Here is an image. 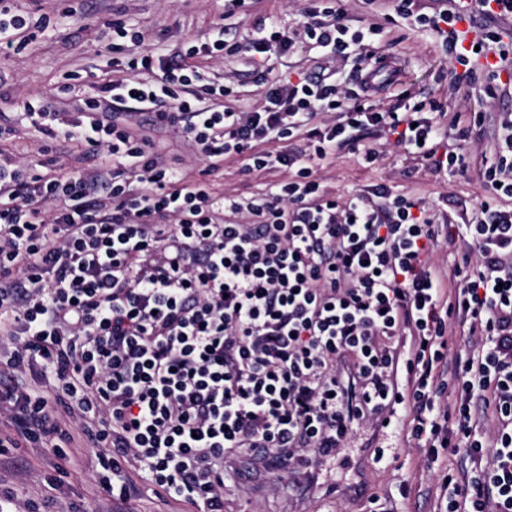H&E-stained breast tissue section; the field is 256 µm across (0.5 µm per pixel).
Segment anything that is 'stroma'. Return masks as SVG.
Here are the masks:
<instances>
[{
  "label": "stroma",
  "instance_id": "stroma-1",
  "mask_svg": "<svg viewBox=\"0 0 512 512\" xmlns=\"http://www.w3.org/2000/svg\"><path fill=\"white\" fill-rule=\"evenodd\" d=\"M18 5L22 10L57 18L56 25L48 27L30 50L0 59V113L16 129L7 148L25 160L43 159L44 142L23 113V99H54L67 71L79 68L90 75L98 74L107 52L103 32L114 11H122L127 23L143 31L146 46L167 55L187 49L219 24L231 27L243 41L262 18L289 32L300 29L305 21L304 0H247L244 7L235 10L229 9L227 0H18ZM345 8L352 28L382 24L375 41L376 52L388 56L399 70L395 77L382 75L372 90L371 98L377 106L389 108L404 93L433 99L444 111L465 115L512 109V88L491 101L485 100L482 89L472 86L449 90L448 73L453 61L433 32L401 20L385 22L386 8L379 0H347ZM209 66L218 80L233 89L239 106L249 109L260 102L264 88L256 81L258 65L249 53L226 55L211 60ZM495 135L493 123L482 126L471 145L469 167L462 172L434 175L426 161L384 147L378 140L374 146L383 152L379 163L369 166L357 155L346 154L325 164L318 175L330 197L344 200L370 186L384 184L421 198L439 222L462 224L492 194L479 178L478 167L482 156L489 154ZM153 139L160 143L166 157H182L188 179L206 177L219 195L248 198L267 192L281 178L277 171L246 172V161L241 157L226 159L218 171L210 173L178 134L157 132ZM372 434V429L360 430L349 447L327 461L311 497L305 501H297L287 482L269 477L258 491L227 488L224 512H364L362 501L341 498L332 490L336 484L359 482L366 486L368 496L393 497L394 512H429L424 488L435 484L436 474L427 470L421 450L406 443L396 460L376 465L367 452ZM67 454L71 459L69 474L55 491L47 482L58 473L59 460L52 452L43 448L6 450L0 455V490L14 491L22 506L32 499L53 497L52 512H69L70 502L78 498L84 499L89 512H189L187 506L165 502L151 491L122 504H110L89 469L93 449L77 446L68 449ZM402 483L412 489L404 499L396 495Z\"/></svg>",
  "mask_w": 512,
  "mask_h": 512
}]
</instances>
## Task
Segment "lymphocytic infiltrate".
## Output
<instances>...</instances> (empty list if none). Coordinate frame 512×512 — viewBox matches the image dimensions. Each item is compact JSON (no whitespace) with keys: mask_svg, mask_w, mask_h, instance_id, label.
<instances>
[{"mask_svg":"<svg viewBox=\"0 0 512 512\" xmlns=\"http://www.w3.org/2000/svg\"><path fill=\"white\" fill-rule=\"evenodd\" d=\"M390 7L438 36L458 65L449 89L483 78L491 98L512 81V32L500 25L512 0ZM306 14L298 36L262 26L248 49L266 63L305 42L328 69L294 84L260 75L267 89L249 112L209 79L228 48L223 29L165 57L120 18L85 95L72 71L61 103L24 102L47 145L78 152L36 164L0 151V453L58 454L79 439L96 451L108 500L136 493L135 467L156 493L224 512L227 484L241 482L236 461L254 449L276 453L278 477L299 476L357 430H394L429 463L457 453L471 463L442 472L434 512H512V113L497 116L494 157L479 172L494 195L468 224L437 223L384 185L329 198L319 167L346 151L376 164L368 135L434 173L465 168L483 115L444 129L436 101L369 104L362 70L380 25L351 29L340 0H309ZM50 22L0 0V56ZM348 60L346 83L335 64ZM155 128L183 134L210 168L242 156L246 171L285 177L260 195L216 196L164 159ZM444 244L449 289L435 258ZM456 326L467 345L455 352Z\"/></svg>","mask_w":512,"mask_h":512,"instance_id":"lymphocytic-infiltrate-1","label":"lymphocytic infiltrate"}]
</instances>
